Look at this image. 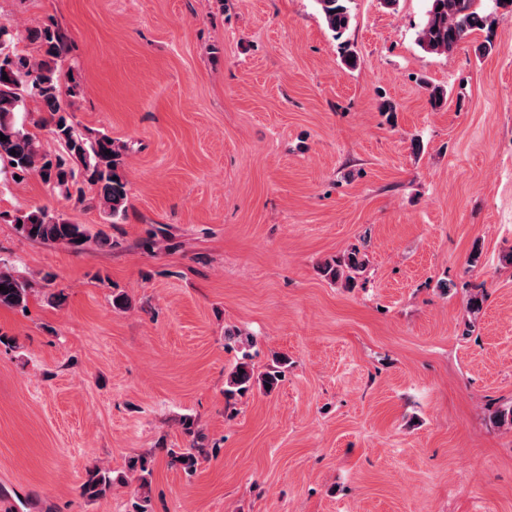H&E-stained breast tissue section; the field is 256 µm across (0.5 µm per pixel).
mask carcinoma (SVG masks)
I'll use <instances>...</instances> for the list:
<instances>
[{"label": "carcinoma", "mask_w": 512, "mask_h": 512, "mask_svg": "<svg viewBox=\"0 0 512 512\" xmlns=\"http://www.w3.org/2000/svg\"><path fill=\"white\" fill-rule=\"evenodd\" d=\"M349 0H316L321 16L330 31L341 35L349 26ZM479 0H429L425 20L417 34V44L436 54L453 52L467 37L481 31L487 17L481 13ZM25 39L35 46L36 55L17 49ZM70 37L53 20L26 29V34L0 25V159L12 165L13 173L24 178L37 173L49 189L60 195L76 197L84 202L83 184L97 190V202L107 221L112 224L125 218L128 181L121 165L126 146L107 134L95 136L79 130L62 101L61 75L72 59ZM8 80H3V77ZM43 114L42 127L58 143L59 150L43 149L39 134L27 126L25 115L30 107ZM17 233L24 239L43 244H64L74 250L83 248L80 238L90 239L87 227L75 224L63 214L46 207L17 211L9 216ZM367 265L365 255L356 247L339 258L325 263L324 275L343 288H352ZM0 306L26 309L29 288L24 277L11 265L0 261ZM281 381V371L270 370L260 376L245 363L237 364L226 380L224 395H244L255 387L273 391ZM186 432L193 436L187 448L167 449L172 461L191 475L199 460L208 457L204 436L194 430V422L183 420ZM128 470L140 473L141 486L148 485L150 460L145 456L128 460ZM112 470L94 467L87 471L80 487L82 497L102 498L115 482Z\"/></svg>", "instance_id": "1"}]
</instances>
